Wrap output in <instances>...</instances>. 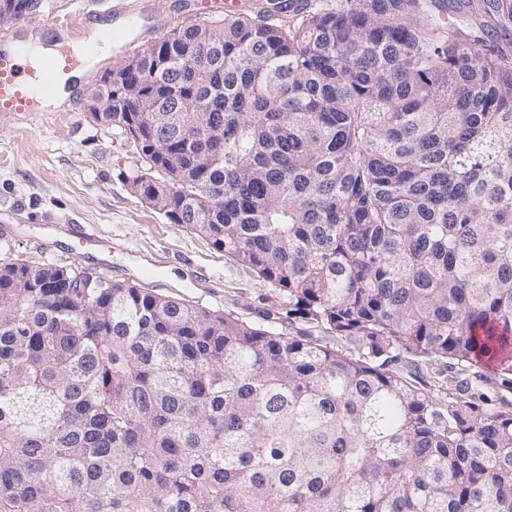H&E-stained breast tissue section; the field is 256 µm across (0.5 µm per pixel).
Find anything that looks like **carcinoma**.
I'll use <instances>...</instances> for the list:
<instances>
[{
	"instance_id": "carcinoma-1",
	"label": "carcinoma",
	"mask_w": 512,
	"mask_h": 512,
	"mask_svg": "<svg viewBox=\"0 0 512 512\" xmlns=\"http://www.w3.org/2000/svg\"><path fill=\"white\" fill-rule=\"evenodd\" d=\"M470 7L265 0L114 74L149 205L335 342L0 258V512H512V55Z\"/></svg>"
}]
</instances>
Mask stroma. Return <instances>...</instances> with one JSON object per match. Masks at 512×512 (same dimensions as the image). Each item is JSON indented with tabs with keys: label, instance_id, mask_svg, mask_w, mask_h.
<instances>
[{
	"label": "stroma",
	"instance_id": "35a3bbf8",
	"mask_svg": "<svg viewBox=\"0 0 512 512\" xmlns=\"http://www.w3.org/2000/svg\"><path fill=\"white\" fill-rule=\"evenodd\" d=\"M149 6L165 32L212 13L198 0H150ZM111 9L112 0H43L23 23L65 19L69 44L81 45L90 35L85 17ZM470 11L485 26L486 47L512 54V26L499 24L491 0H472ZM138 165L132 142L81 108L20 115L0 126V258L88 268L247 321L267 317L287 336L317 335V328L281 313L270 284L134 193L129 177ZM74 225L92 241L79 244Z\"/></svg>",
	"mask_w": 512,
	"mask_h": 512
}]
</instances>
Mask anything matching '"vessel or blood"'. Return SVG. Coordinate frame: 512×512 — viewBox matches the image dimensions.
Wrapping results in <instances>:
<instances>
[{"label": "vessel or blood", "mask_w": 512, "mask_h": 512, "mask_svg": "<svg viewBox=\"0 0 512 512\" xmlns=\"http://www.w3.org/2000/svg\"><path fill=\"white\" fill-rule=\"evenodd\" d=\"M142 7L139 0H118L112 8L109 23L99 25V38L89 41L84 55L100 58L104 49L116 51L127 47L141 26ZM25 28L0 38V119L12 115L42 111L46 101L57 97L59 90H67L70 99H77L78 88L68 72L77 60L68 53L44 60L41 68L24 64L22 46L27 41Z\"/></svg>", "instance_id": "1"}]
</instances>
